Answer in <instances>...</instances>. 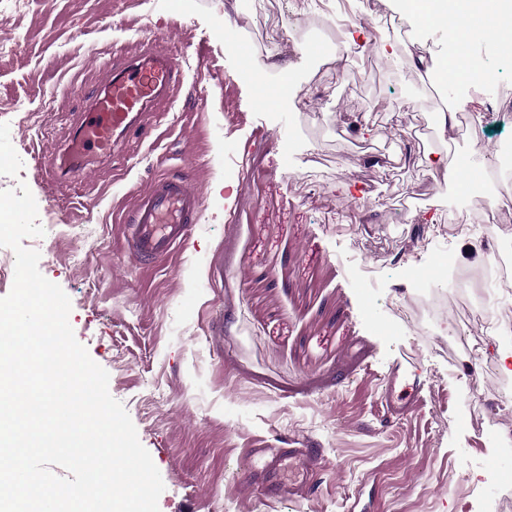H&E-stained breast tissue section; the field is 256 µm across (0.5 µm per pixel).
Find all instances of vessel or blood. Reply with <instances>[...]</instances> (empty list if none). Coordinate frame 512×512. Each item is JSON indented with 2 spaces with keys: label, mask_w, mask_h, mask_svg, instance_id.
Returning <instances> with one entry per match:
<instances>
[{
  "label": "vessel or blood",
  "mask_w": 512,
  "mask_h": 512,
  "mask_svg": "<svg viewBox=\"0 0 512 512\" xmlns=\"http://www.w3.org/2000/svg\"><path fill=\"white\" fill-rule=\"evenodd\" d=\"M177 72L173 58L161 50L114 68L108 91L95 97L93 108L74 127L68 152L111 156L121 132L140 128L153 102L175 93ZM201 210L200 195L182 177L157 179L134 204L126 238L129 252L144 261L167 257L198 229ZM401 374V369L392 371L382 394L391 417L402 416L419 397L416 384L401 385Z\"/></svg>",
  "instance_id": "obj_1"
}]
</instances>
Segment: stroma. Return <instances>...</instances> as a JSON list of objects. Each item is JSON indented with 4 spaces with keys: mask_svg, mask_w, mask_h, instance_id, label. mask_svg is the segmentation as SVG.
<instances>
[{
    "mask_svg": "<svg viewBox=\"0 0 512 512\" xmlns=\"http://www.w3.org/2000/svg\"><path fill=\"white\" fill-rule=\"evenodd\" d=\"M286 18L365 12L345 29L360 51L336 66L329 34L277 41L264 14L250 32L239 0H0V191L26 184L41 237L22 244L71 302L69 323L109 374L160 472L159 512H500L489 472H512V373L500 366L512 326L470 353L408 324L419 275L448 296L459 269L487 264L512 223L456 235L451 170L471 149H512V55L473 45L495 80V109L442 138L443 102L461 60L447 29L415 21L399 0H277ZM156 43L183 86L159 105L149 138L79 177L49 165L112 68ZM288 73L289 92L269 81ZM469 96V95H468ZM31 117L19 128L13 101ZM443 157L427 166L425 157ZM185 177L203 199L201 228L172 255L139 264L124 213L154 180ZM356 201L337 223L336 202ZM421 404L388 418L381 389L396 366ZM314 447L319 485L281 494L266 448Z\"/></svg>",
    "mask_w": 512,
    "mask_h": 512,
    "instance_id": "obj_1",
    "label": "stroma"
}]
</instances>
